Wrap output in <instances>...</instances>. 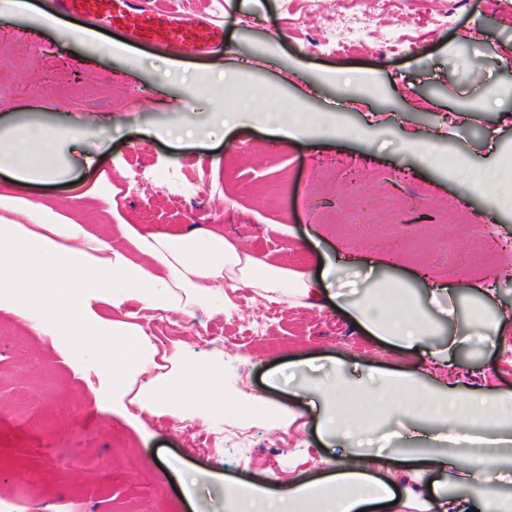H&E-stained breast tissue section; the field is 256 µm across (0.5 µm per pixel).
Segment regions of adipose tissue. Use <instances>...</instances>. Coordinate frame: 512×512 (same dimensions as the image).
Listing matches in <instances>:
<instances>
[{
  "label": "adipose tissue",
  "instance_id": "ef3b65f1",
  "mask_svg": "<svg viewBox=\"0 0 512 512\" xmlns=\"http://www.w3.org/2000/svg\"><path fill=\"white\" fill-rule=\"evenodd\" d=\"M12 3L17 14L58 28L64 40L93 44L108 55L118 50L86 28L32 10L28 0ZM1 171L7 178L0 181V310L53 337L62 353L70 337H85L102 354L93 368L98 393L110 397L130 423L145 411L199 419L223 432V356L197 363L186 340L159 350L151 321L199 310L223 314L231 304L228 290L237 288L294 307L310 299L311 279L244 251L214 227L172 235L120 224L108 240L58 214L52 201L25 212L17 187L60 182L70 172L63 136L52 129L26 126L1 136ZM461 172L486 207L502 209L501 191L512 181V170L465 161ZM22 213L27 221H19ZM453 297L452 286L437 281L421 296L401 280L382 278L366 297L343 304L366 332L401 349L423 351L447 368V376L433 390L409 372L378 374L369 386L350 381L340 359L328 385H295L294 396L318 411L320 437L342 435L345 454L330 474L306 481L291 477L274 490L245 480L225 485V512H512V497L475 499L461 491L480 467L512 464V394L464 392L466 371L455 351L468 343L467 331L447 344H432L439 324L429 306ZM349 392L383 403L401 418L409 402H419L433 428L428 446L400 448L388 457L364 452L371 427L343 401ZM446 442L451 451H443Z\"/></svg>",
  "mask_w": 512,
  "mask_h": 512
}]
</instances>
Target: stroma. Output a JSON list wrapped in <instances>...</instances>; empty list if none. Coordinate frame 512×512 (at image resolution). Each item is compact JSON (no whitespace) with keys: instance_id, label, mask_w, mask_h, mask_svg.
Wrapping results in <instances>:
<instances>
[{"instance_id":"stroma-1","label":"stroma","mask_w":512,"mask_h":512,"mask_svg":"<svg viewBox=\"0 0 512 512\" xmlns=\"http://www.w3.org/2000/svg\"><path fill=\"white\" fill-rule=\"evenodd\" d=\"M168 2L201 21L223 14V51L172 57L135 44L125 56L113 57L88 44L61 43L55 30L31 27L28 17L12 14L9 0H0V32L20 34L0 41V64L9 76L41 82L44 64L27 46L37 40L65 60L59 79L73 96L63 104L45 94L0 90V132L31 122L79 130L69 147L68 179L22 188V197L33 203L55 198L59 214L79 209L83 223L105 235L116 224L173 233L189 224H218L255 256L270 255L306 272L317 288L324 257L369 255L344 225L331 220L353 202L375 207L381 218L398 211L409 229L429 235L452 234L456 223L484 210V200L462 179H449L447 166L429 164L408 141L415 135L430 140L449 164L512 158V68L502 60L512 51V0H462L455 10L448 0H409L402 10L392 0H374L368 17L351 14L347 0H317L309 12L302 0ZM365 25L372 35L360 46L321 49L329 27ZM360 70L371 73L372 91L348 86ZM88 84L107 97L106 108L85 110L80 96ZM228 95L239 116L229 126ZM285 99L301 102L304 116H325L315 136L287 141L263 121L262 110ZM336 113L361 126L363 139L338 136ZM336 157L357 159L356 184L327 177L307 185L313 165ZM188 171L196 174L202 195L184 190ZM101 176L115 195L91 192ZM281 224L293 236L279 233ZM504 241L512 242V212L506 210L463 249L466 256L484 258L480 271L463 262L449 273L435 254L415 261L382 253L379 274L418 291L425 275L467 282L456 296L462 307L478 298V285L490 281L498 289L492 309L512 312V280L502 277L512 253L498 250ZM317 301L313 308H283L271 335L262 339L250 333L268 316L269 304L257 294L236 305L234 325L220 316H196L212 331L191 345L198 361L223 349L229 336L255 351L251 357H224V374L234 388L224 401V422L249 430L248 448L210 449L202 437L188 441L165 416H145V429L134 430L74 370V360L90 367L99 352L76 336L70 355H61L51 337L0 311V504L10 512H224L223 497L201 474L273 487L299 460L305 476L325 475L342 446H324L308 413L279 430L258 414L242 420L250 395L287 402L301 361L312 364L308 380L314 384L330 381L339 358L362 380L406 370L429 382L439 371L426 358L364 334L325 296ZM463 360L473 371L489 372L499 391L511 393L512 321L492 337L474 330ZM77 453L85 464H74ZM273 455L279 467L268 465Z\"/></svg>"}]
</instances>
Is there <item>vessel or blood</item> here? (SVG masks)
<instances>
[{
  "label": "vessel or blood",
  "mask_w": 512,
  "mask_h": 512,
  "mask_svg": "<svg viewBox=\"0 0 512 512\" xmlns=\"http://www.w3.org/2000/svg\"><path fill=\"white\" fill-rule=\"evenodd\" d=\"M54 13L90 19L94 27L120 32L126 40L179 55L224 46V21L180 18L155 0H49Z\"/></svg>",
  "instance_id": "obj_1"
}]
</instances>
